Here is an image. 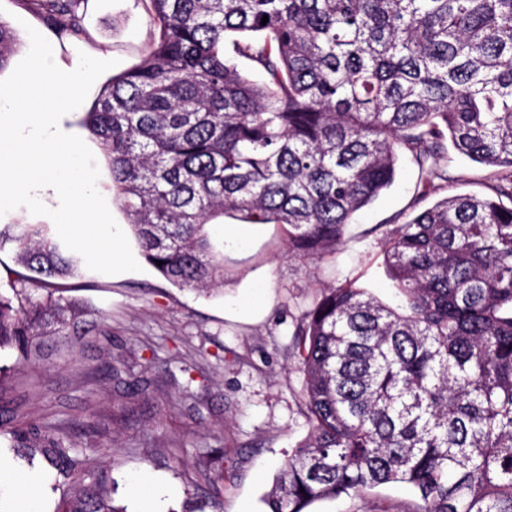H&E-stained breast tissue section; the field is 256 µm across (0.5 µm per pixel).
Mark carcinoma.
I'll return each mask as SVG.
<instances>
[{"label":"carcinoma","instance_id":"1","mask_svg":"<svg viewBox=\"0 0 512 512\" xmlns=\"http://www.w3.org/2000/svg\"><path fill=\"white\" fill-rule=\"evenodd\" d=\"M22 2L59 40L86 36L89 0ZM139 2L157 36L83 123L164 280L224 285L208 226L226 214L288 226L299 253L334 252L404 155L421 174L414 204L438 196L385 242L397 306L349 281L303 317L311 432L265 494L269 512L396 483L417 512H512V0ZM16 45L0 20V70ZM449 144L496 170L487 194L440 195ZM7 247L21 270L0 292V351L25 360L88 313L59 295L87 270L42 224H0ZM0 431L70 487L56 512H124L118 482L90 474L68 439L26 421Z\"/></svg>","mask_w":512,"mask_h":512}]
</instances>
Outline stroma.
Segmentation results:
<instances>
[{
    "label": "stroma",
    "instance_id": "35a3bbf8",
    "mask_svg": "<svg viewBox=\"0 0 512 512\" xmlns=\"http://www.w3.org/2000/svg\"><path fill=\"white\" fill-rule=\"evenodd\" d=\"M0 19L28 53V28L50 29L21 0H0ZM87 35L53 46L64 70L79 53L140 63L155 29L140 0H90ZM452 194H484L492 171L449 152ZM417 167L401 161L391 185L357 214L345 241L320 257L290 253L279 224L233 217L212 226L224 241V286L204 293L172 286L152 267L66 282L64 296L90 307L83 322L45 339L35 362L0 353L8 409L71 439L87 470L117 478V505L140 512H265L278 467L310 432L296 333L322 289L352 281L393 299L383 247L387 232L413 210ZM94 412L93 430L81 426ZM223 472L213 485L203 465ZM140 480L143 498L127 487ZM419 501L394 484L313 503L309 512H416Z\"/></svg>",
    "mask_w": 512,
    "mask_h": 512
}]
</instances>
